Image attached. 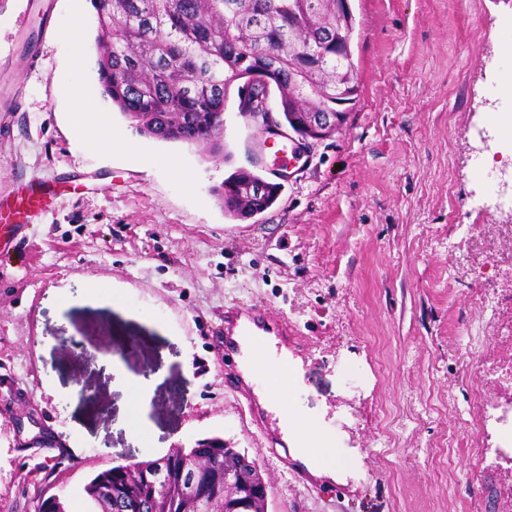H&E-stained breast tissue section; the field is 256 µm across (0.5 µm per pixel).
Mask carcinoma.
I'll return each instance as SVG.
<instances>
[{
    "label": "carcinoma",
    "instance_id": "1",
    "mask_svg": "<svg viewBox=\"0 0 512 512\" xmlns=\"http://www.w3.org/2000/svg\"><path fill=\"white\" fill-rule=\"evenodd\" d=\"M334 0H91L102 94L143 135L188 145L209 144L224 125L231 89L242 93L256 74L278 91L281 121L288 110V71L294 54L288 23L308 31L312 48L336 36ZM266 192L256 206L240 204L250 185ZM281 184L237 171L214 188L224 214L244 220L272 207ZM209 456L194 479L182 475V460ZM140 484H127L119 465L97 473L85 486L96 504L110 499L112 512H218L224 507V473L260 480L224 457L222 448H177L166 462L146 461Z\"/></svg>",
    "mask_w": 512,
    "mask_h": 512
}]
</instances>
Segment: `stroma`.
Segmentation results:
<instances>
[{"mask_svg": "<svg viewBox=\"0 0 512 512\" xmlns=\"http://www.w3.org/2000/svg\"><path fill=\"white\" fill-rule=\"evenodd\" d=\"M32 0L0 7V204L38 177L54 195L31 219H0V512L38 494L92 512L94 474L222 439L268 485V512H504L512 487L475 450L466 422L489 380L473 353L512 358V136L490 84L512 63V0H351L359 84L345 128L288 167L277 203L225 216L213 189L239 169L269 172L272 137L229 97L218 152L140 134L101 93L96 13L68 33L70 0H41L53 34L21 54ZM86 61L74 75L75 55ZM109 116L140 166L82 141L68 87ZM193 176L174 179L169 165ZM258 304L294 326L287 404L323 435L319 461L342 481H298L250 420L224 363V310ZM120 346L110 356L108 344ZM147 378L141 433L129 427Z\"/></svg>", "mask_w": 512, "mask_h": 512, "instance_id": "1", "label": "stroma"}]
</instances>
